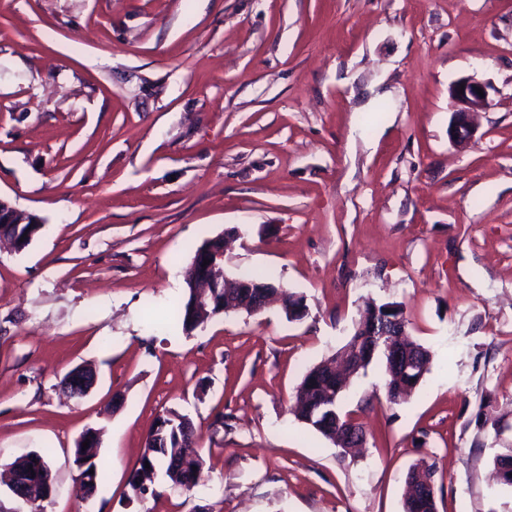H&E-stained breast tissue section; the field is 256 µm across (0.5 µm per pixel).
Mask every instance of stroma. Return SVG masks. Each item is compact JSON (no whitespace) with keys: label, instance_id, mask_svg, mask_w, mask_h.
I'll use <instances>...</instances> for the list:
<instances>
[{"label":"stroma","instance_id":"stroma-1","mask_svg":"<svg viewBox=\"0 0 512 512\" xmlns=\"http://www.w3.org/2000/svg\"><path fill=\"white\" fill-rule=\"evenodd\" d=\"M464 76L489 106L460 149ZM0 197L44 221L0 249V465L47 455L44 512H404L423 459L437 512H512V0H0ZM230 229L226 273L272 274L305 317L170 321ZM369 300L402 305L431 364L395 405L379 364L352 378L346 453L291 408ZM78 366L97 382L70 399ZM169 411L204 478L131 499ZM461 84H464L463 93H460ZM476 88L483 90L484 97L478 94ZM448 94L454 112L449 137L454 143L469 144L475 136V129L470 124L469 116L471 113L479 112L487 107V86L473 76H466L452 83Z\"/></svg>","mask_w":512,"mask_h":512}]
</instances>
